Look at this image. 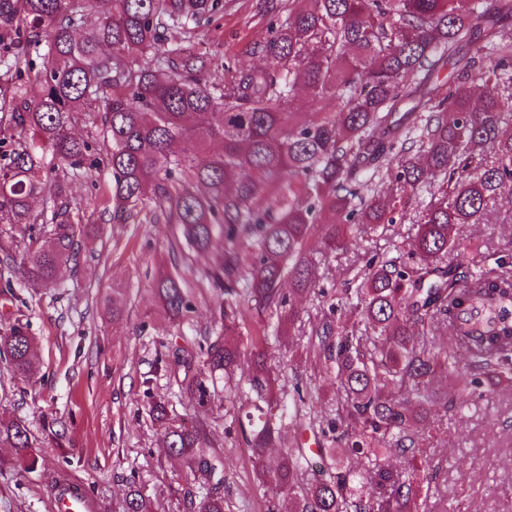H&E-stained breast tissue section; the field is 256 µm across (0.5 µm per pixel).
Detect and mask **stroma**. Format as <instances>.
Wrapping results in <instances>:
<instances>
[{"label":"stroma","instance_id":"1","mask_svg":"<svg viewBox=\"0 0 512 512\" xmlns=\"http://www.w3.org/2000/svg\"><path fill=\"white\" fill-rule=\"evenodd\" d=\"M260 4L226 0L219 28L200 32L213 57L212 82H223L224 61L240 67L260 64V56L249 50L266 30ZM108 184L103 173L69 185L71 199L84 206L85 223L96 230L82 240L78 268L61 269L57 287L28 288L19 279L0 278V331L17 321L27 323L40 366L35 378L24 380L0 359V418L26 423L39 457L36 470L25 472L11 465L12 450L0 447V512H51L55 476L80 481L96 501V512H118L125 480L132 475L152 512H190L185 497L194 484L163 446L148 412L152 396L165 400L170 415L204 421L216 455L232 459L224 480L226 512H282L279 488L256 487L253 452L226 413L223 396L195 410L181 392L183 373L158 366L172 353L195 358L212 335L213 296L198 285L211 255L196 254L188 263L174 257L170 224L109 223L102 206ZM428 200L427 190H418L406 206V222L364 232L347 252L317 257L320 295L294 300L302 335L285 342L277 334L276 316L263 317V348L280 391H287L293 375L313 380L319 388L313 408L329 414L332 379L307 354V334L320 308L336 302L342 289L357 288L362 255L376 252L408 262L404 241L414 234V220ZM456 247L491 262L512 255V223L459 225ZM162 271L196 285L194 310L177 324L152 293ZM116 289L127 301L119 320L111 313ZM434 420L430 479L438 493L428 498L426 512H512V384L500 386L466 413L451 407Z\"/></svg>","mask_w":512,"mask_h":512}]
</instances>
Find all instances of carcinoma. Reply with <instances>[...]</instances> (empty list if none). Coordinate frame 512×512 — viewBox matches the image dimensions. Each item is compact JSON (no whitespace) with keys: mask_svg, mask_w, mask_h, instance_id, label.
<instances>
[{"mask_svg":"<svg viewBox=\"0 0 512 512\" xmlns=\"http://www.w3.org/2000/svg\"><path fill=\"white\" fill-rule=\"evenodd\" d=\"M303 2L263 0L274 22L253 46L262 64L226 65L215 84L204 54L184 40L210 27L224 0H0V43L9 41L0 56V224L25 233L0 244V263L30 288L54 287L85 229L68 184L105 169L112 223L174 224L189 249L212 254L204 278L222 329L200 347L198 368L177 357L165 370L184 368L182 392L199 407L224 381L228 407L241 360L237 315L274 311L280 335H293L291 296L314 292L312 241L343 250L364 224L404 220L407 200L428 185L413 263L363 257L356 296L321 310L311 331L336 380L319 461L288 437L316 396L296 384L273 412V372L253 342L254 412L239 421L256 483L287 492L288 512H421L432 390L448 374V350L420 346L416 334L443 325L465 350L460 405L512 374V271L454 252L458 225L512 222V31L500 25L512 0ZM33 46L43 48L42 69L24 82ZM301 92L315 111H290ZM84 115L91 140L72 134ZM215 140L221 152L205 154ZM370 168L381 187L361 179ZM37 224L51 226L46 237L30 233ZM188 288L172 273L155 280L173 321L190 312ZM0 356L22 377L37 374L28 325L0 333ZM149 415L206 489L198 501L188 493L190 508L225 512L229 460L211 451L207 426L170 417L162 401ZM0 443L35 469L22 422L0 421ZM396 455L416 467L385 463ZM120 507L148 512L136 478Z\"/></svg>","mask_w":512,"mask_h":512,"instance_id":"carcinoma-1","label":"carcinoma"}]
</instances>
